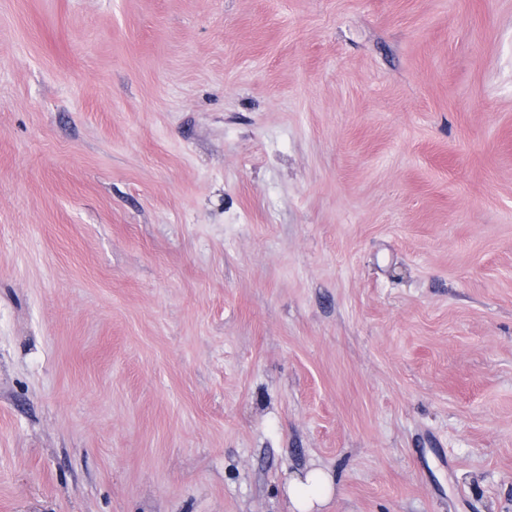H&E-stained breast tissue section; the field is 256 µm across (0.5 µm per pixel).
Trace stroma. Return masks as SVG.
<instances>
[{
	"instance_id": "obj_1",
	"label": "stroma",
	"mask_w": 512,
	"mask_h": 512,
	"mask_svg": "<svg viewBox=\"0 0 512 512\" xmlns=\"http://www.w3.org/2000/svg\"><path fill=\"white\" fill-rule=\"evenodd\" d=\"M512 512V0H0V512ZM333 491V478L319 469L310 470L304 476L288 483V499L293 512H313L326 504Z\"/></svg>"
}]
</instances>
